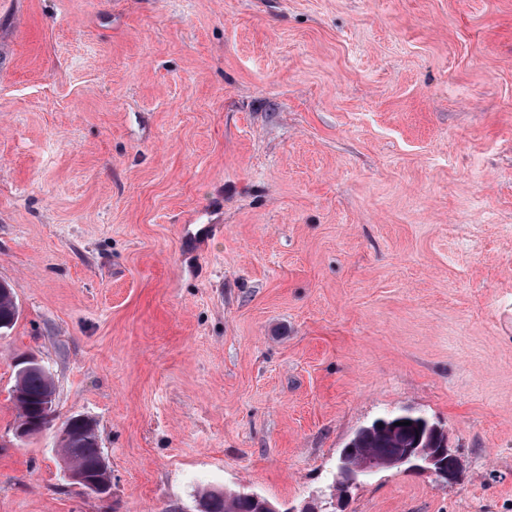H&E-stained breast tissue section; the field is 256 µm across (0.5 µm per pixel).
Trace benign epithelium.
<instances>
[{
    "label": "benign epithelium",
    "mask_w": 512,
    "mask_h": 512,
    "mask_svg": "<svg viewBox=\"0 0 512 512\" xmlns=\"http://www.w3.org/2000/svg\"><path fill=\"white\" fill-rule=\"evenodd\" d=\"M54 403L55 395H48L40 405L38 419L32 424L16 426L14 436L24 440L48 428L55 417ZM82 422L84 430L80 433L71 432L70 422H65L59 430V439L67 440L75 448L79 447L86 437L96 432L92 422L85 418ZM404 465L411 469L427 470L448 483L453 482L458 474L457 457L443 448H401L396 455L382 458L376 454L375 449L366 447V442L358 444L352 441L344 449L338 461L336 487L339 491L345 492L351 486L358 484L362 474ZM68 477L90 494L101 498L110 494L111 471L103 458L99 459L98 474L95 478L91 479L85 473L72 469L68 470Z\"/></svg>",
    "instance_id": "obj_1"
}]
</instances>
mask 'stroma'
Here are the masks:
<instances>
[{
	"label": "stroma",
	"mask_w": 512,
	"mask_h": 512,
	"mask_svg": "<svg viewBox=\"0 0 512 512\" xmlns=\"http://www.w3.org/2000/svg\"><path fill=\"white\" fill-rule=\"evenodd\" d=\"M0 512H298L409 410L454 483L340 512H512V0H0ZM92 419L20 441L15 359ZM79 419L84 424V430L81 433L80 432L83 428L82 424H79L77 422L72 424V432L70 431V422L66 421L59 430V439L60 442L64 439L67 440L72 447L78 448L85 440L86 437H89L91 434L95 433L97 434L96 428L92 422L89 420L79 417ZM75 432V433H73ZM65 448L69 447L66 444L61 445L63 458L65 463L73 469L93 471L99 457L102 455L99 444L96 445L94 443L86 444L85 448H81L80 453L76 456H71L68 449L65 450ZM68 477L87 493L101 498L107 497L110 494L112 486L111 471L103 456L99 459L98 474L95 478H88L85 473L72 469H68ZM251 497H244V496ZM255 494L239 492H226L210 490L205 492L201 499L211 501L209 512H264L263 502H270L267 498L259 496L256 500ZM271 503V502H270ZM272 504V503H271Z\"/></svg>",
	"instance_id": "obj_1"
}]
</instances>
